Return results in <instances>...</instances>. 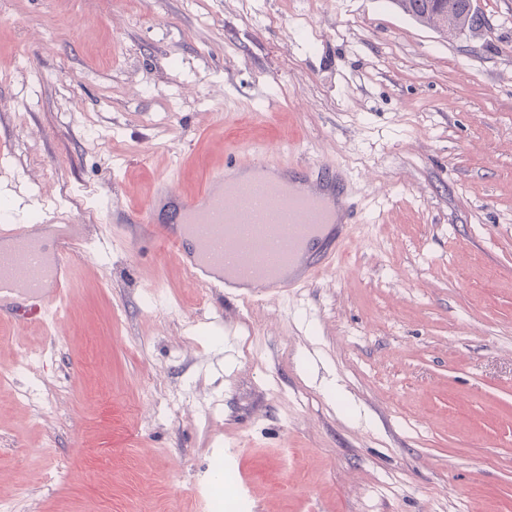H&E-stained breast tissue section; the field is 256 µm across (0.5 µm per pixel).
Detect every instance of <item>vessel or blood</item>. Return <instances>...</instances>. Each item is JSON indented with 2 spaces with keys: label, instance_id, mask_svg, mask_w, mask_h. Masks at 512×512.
<instances>
[{
  "label": "vessel or blood",
  "instance_id": "obj_1",
  "mask_svg": "<svg viewBox=\"0 0 512 512\" xmlns=\"http://www.w3.org/2000/svg\"><path fill=\"white\" fill-rule=\"evenodd\" d=\"M236 169V160L226 159L197 195L160 184L147 207L128 213L126 220L152 225V241L165 242L192 280L212 293L220 295L249 283L268 284L278 292L308 287L316 271L310 261L300 274L287 279L277 270L240 267L236 253L244 249L243 238L256 224L259 211L239 209L238 192L225 181ZM297 198L306 203V210L294 214L287 236H280L278 225H267L259 244L263 253L284 247L289 261H296L330 223L331 213L320 196L301 192ZM4 237L10 243H0V321L19 327L43 321L67 291L78 230L62 224H11L0 227V240Z\"/></svg>",
  "mask_w": 512,
  "mask_h": 512
}]
</instances>
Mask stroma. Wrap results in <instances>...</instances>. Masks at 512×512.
<instances>
[{"label": "stroma", "mask_w": 512, "mask_h": 512, "mask_svg": "<svg viewBox=\"0 0 512 512\" xmlns=\"http://www.w3.org/2000/svg\"><path fill=\"white\" fill-rule=\"evenodd\" d=\"M0 0V207L88 225L60 315L0 326L15 512H512V0ZM342 174L309 288L194 286L117 209L234 152ZM392 3L404 13L441 29L450 37L479 24L471 0H392ZM16 371H24L27 374L33 375V380L31 381L32 388L29 391L28 395L33 394L34 391L37 390L38 383L40 382L39 377L36 374L34 367V360L32 357L31 351L25 344L18 343L16 345L15 350V360L12 367L1 370L0 372V387L3 388L5 386H13L14 385V375Z\"/></svg>", "instance_id": "obj_1"}]
</instances>
